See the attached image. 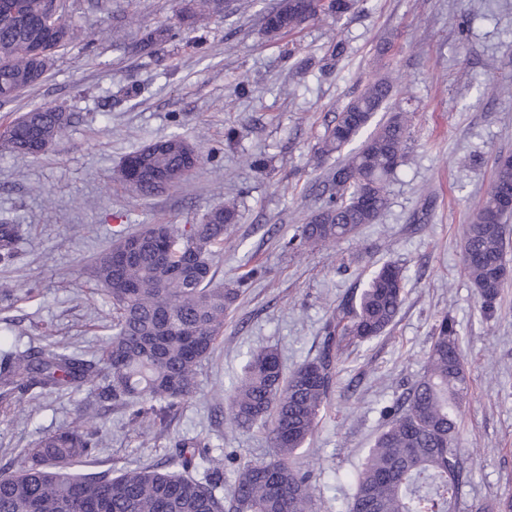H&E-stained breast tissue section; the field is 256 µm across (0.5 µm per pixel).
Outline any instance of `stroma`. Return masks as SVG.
<instances>
[{"mask_svg":"<svg viewBox=\"0 0 512 512\" xmlns=\"http://www.w3.org/2000/svg\"><path fill=\"white\" fill-rule=\"evenodd\" d=\"M280 0H227L199 31L179 26L182 0H70L77 39L39 85L0 106V128L49 105L70 113L41 155L0 146V223L27 231L0 262L14 294L0 310V346L64 345L90 353L103 342L110 305L84 269L143 224H196L225 199L239 221L224 240L217 278L256 276L224 320V334L197 377V393L159 431L133 406L60 391L0 410V469L24 466L25 448L72 422L84 403L103 446L85 472L164 464L175 442L196 437L238 463L269 460L263 429L231 427L221 390L245 355L278 351L292 372L321 349L338 306L384 262L407 276L390 331L342 356L312 438L295 464L315 487L317 512H348L357 470L393 405L424 371L433 330L452 317L469 390L460 446L470 469L456 512L512 497V279L485 318L462 265L463 228L489 191L498 158L512 155V0H359L293 34L264 31ZM172 37L143 52L157 27ZM345 54L331 58L333 39ZM389 77L388 110L412 115L408 158L388 186L378 223L331 248L284 247L327 197L339 161L317 160L328 125L370 82ZM173 134L202 162L182 183L142 195L118 172L124 159Z\"/></svg>","mask_w":512,"mask_h":512,"instance_id":"stroma-1","label":"stroma"}]
</instances>
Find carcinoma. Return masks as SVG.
Segmentation results:
<instances>
[{
	"mask_svg": "<svg viewBox=\"0 0 512 512\" xmlns=\"http://www.w3.org/2000/svg\"><path fill=\"white\" fill-rule=\"evenodd\" d=\"M27 17L24 25L0 23V98L7 101L40 84L54 57L74 38L66 20L68 0H10ZM355 5L336 7L311 0H281L264 17L266 32L289 35L319 14L341 18ZM224 10V0H190L180 13L188 30L202 27ZM52 32L55 50L37 56L30 46ZM392 82L368 84L337 113L317 159L340 153L386 107ZM62 110L35 107L0 132L14 153L36 156L30 129L51 144L68 127ZM409 117L395 111L379 123L357 150L336 164V192L301 225L289 246L333 247L374 223L387 205L391 176L406 159ZM201 156L184 137L171 135L128 155L119 177L134 192L156 190L186 180ZM512 192V156L498 159L492 187L464 232L462 263L476 289L483 313L495 311L506 277L495 274L506 256V220L500 195ZM231 199L211 209L199 224H144L96 255L89 275L115 313L99 350L87 355L66 348L17 344L0 348V402L29 394L68 390L77 395L99 391L136 406L165 425L175 406L191 400L202 362L212 353L251 270L233 281L215 283L214 257L236 224ZM23 235L18 224H0V262L14 256ZM138 245L125 265L112 261L115 251ZM406 294L403 267L388 262L373 271L359 295L342 304L325 327L320 354L291 374L277 350L251 352L242 374L226 397L225 419L237 429L262 428L274 457L237 467L224 488V459L210 456L203 439L175 444L169 460L116 476L112 471L82 473L77 467L102 446L94 417L78 410L75 420L42 434L27 449L30 464L18 472H0V512H310L313 489L292 466L297 452L315 432L332 392L336 363L344 350L385 334L395 323ZM469 378L458 348L455 321L443 316L434 329L423 376L389 413V421L353 474L350 512H456L467 480L458 441ZM208 463L204 479L187 475Z\"/></svg>",
	"mask_w": 512,
	"mask_h": 512,
	"instance_id": "1",
	"label": "carcinoma"
}]
</instances>
